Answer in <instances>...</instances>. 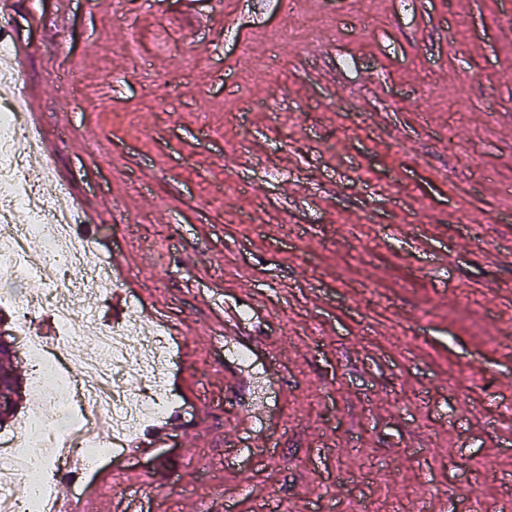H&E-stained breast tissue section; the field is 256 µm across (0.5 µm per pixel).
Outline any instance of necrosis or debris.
<instances>
[{
	"mask_svg": "<svg viewBox=\"0 0 512 512\" xmlns=\"http://www.w3.org/2000/svg\"><path fill=\"white\" fill-rule=\"evenodd\" d=\"M8 92L0 98V278L40 280L41 288L9 296L14 333L31 365L37 397L16 432L0 437V512H52L51 478L80 485L95 463L120 457L144 430L168 420L169 379L177 361L168 329L129 318L101 329L76 348L81 325L95 324L107 300L102 266L85 263L86 242L73 232L75 208L50 201L23 173L18 148L28 137V112L19 79L0 73ZM39 244L41 259L29 251ZM59 326L53 341L29 329L41 313ZM106 440H95L98 429ZM35 485L19 500V482Z\"/></svg>",
	"mask_w": 512,
	"mask_h": 512,
	"instance_id": "necrosis-or-debris-1",
	"label": "necrosis or debris"
}]
</instances>
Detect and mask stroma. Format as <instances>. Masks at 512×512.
Instances as JSON below:
<instances>
[{
  "mask_svg": "<svg viewBox=\"0 0 512 512\" xmlns=\"http://www.w3.org/2000/svg\"><path fill=\"white\" fill-rule=\"evenodd\" d=\"M0 31L60 142L44 194L184 341L193 425L98 503L512 512V0H16ZM226 302L266 318L265 453L230 445Z\"/></svg>",
  "mask_w": 512,
  "mask_h": 512,
  "instance_id": "1",
  "label": "stroma"
}]
</instances>
